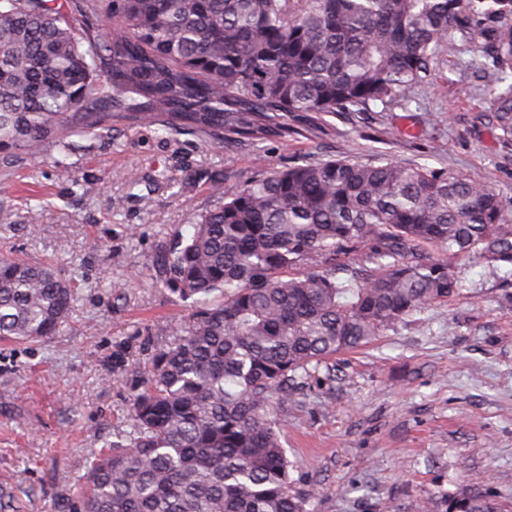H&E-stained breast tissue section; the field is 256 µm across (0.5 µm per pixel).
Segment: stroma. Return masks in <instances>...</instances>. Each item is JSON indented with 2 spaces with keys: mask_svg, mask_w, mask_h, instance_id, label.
<instances>
[{
  "mask_svg": "<svg viewBox=\"0 0 512 512\" xmlns=\"http://www.w3.org/2000/svg\"><path fill=\"white\" fill-rule=\"evenodd\" d=\"M504 90L455 36L408 107L326 115L312 140L224 149L116 123L67 152L0 159V251L63 273L79 263L87 281L55 336L0 341V488L35 490L16 512H76L87 460L130 431L133 396L193 309L151 268L215 204L214 178L388 158L477 179L512 210V142L489 120ZM61 167L73 181L58 179ZM455 265L457 295L326 359L280 412L294 486L317 491L311 512H420L427 499L445 512L461 484L512 504V276L478 259Z\"/></svg>",
  "mask_w": 512,
  "mask_h": 512,
  "instance_id": "obj_1",
  "label": "stroma"
}]
</instances>
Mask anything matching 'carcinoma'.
Returning <instances> with one entry per match:
<instances>
[{"mask_svg": "<svg viewBox=\"0 0 512 512\" xmlns=\"http://www.w3.org/2000/svg\"><path fill=\"white\" fill-rule=\"evenodd\" d=\"M112 18L104 38L55 0H0V154L40 158L114 120L255 148L407 105L455 33L512 78V0H112ZM491 119L512 139V95ZM211 191L151 273L195 308L154 356L133 432L86 465L79 512H307L278 423L296 380L454 296L453 259L512 267V211L435 168L301 160ZM82 284L0 253V338L54 335ZM447 512L504 508L465 485Z\"/></svg>", "mask_w": 512, "mask_h": 512, "instance_id": "carcinoma-1", "label": "carcinoma"}]
</instances>
